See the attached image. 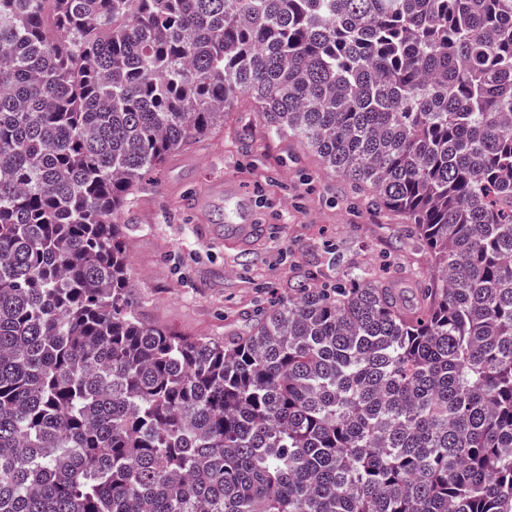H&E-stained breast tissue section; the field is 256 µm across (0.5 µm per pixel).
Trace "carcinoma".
<instances>
[{"mask_svg": "<svg viewBox=\"0 0 512 512\" xmlns=\"http://www.w3.org/2000/svg\"><path fill=\"white\" fill-rule=\"evenodd\" d=\"M248 97L409 221L232 339L120 224ZM0 512H512V0H0Z\"/></svg>", "mask_w": 512, "mask_h": 512, "instance_id": "obj_1", "label": "carcinoma"}]
</instances>
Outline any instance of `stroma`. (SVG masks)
Segmentation results:
<instances>
[{"mask_svg": "<svg viewBox=\"0 0 512 512\" xmlns=\"http://www.w3.org/2000/svg\"><path fill=\"white\" fill-rule=\"evenodd\" d=\"M251 201L264 236L237 248L224 200L208 223L182 198L216 181ZM129 245L134 309L147 325L221 339L247 332L260 310L303 283L319 287L366 266L416 302L423 255L404 219L373 209L350 181L288 136H268L247 98L210 132L167 156L129 198L121 218Z\"/></svg>", "mask_w": 512, "mask_h": 512, "instance_id": "obj_1", "label": "stroma"}]
</instances>
